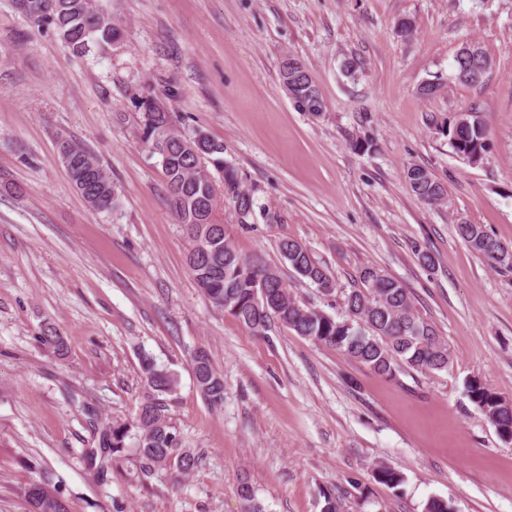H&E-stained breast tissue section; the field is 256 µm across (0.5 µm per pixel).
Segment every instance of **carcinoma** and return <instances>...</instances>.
<instances>
[{
    "label": "carcinoma",
    "instance_id": "obj_1",
    "mask_svg": "<svg viewBox=\"0 0 512 512\" xmlns=\"http://www.w3.org/2000/svg\"><path fill=\"white\" fill-rule=\"evenodd\" d=\"M23 14L39 32H50L74 54L84 56L91 45L100 48L120 39L111 17L94 0H19ZM490 58L478 46L473 53L458 52L456 73L470 72L487 64ZM143 110L144 139L159 155L165 189L178 223L185 225L189 239L197 226L212 225L213 243L205 251H188L187 263L198 288L216 308L254 331L282 327L296 335L338 351L381 378L397 379L415 372L448 370L451 363L448 345L433 323L421 318L404 284L374 266L359 272L358 287L340 292L342 314L300 304L292 297L291 285L280 270L256 258L242 256L216 219L217 178L233 188V206L237 219L246 223L253 200L238 190L236 176L224 167V147L200 131L181 132L173 112L145 97L138 102ZM447 135L454 152L477 164L488 148V134L474 111L461 114L448 126ZM60 155L73 161L67 170L72 186L95 211H107L117 205L112 179L94 155L84 146L60 140ZM411 191L422 201L435 204L445 199L446 188L428 169L419 165L407 169ZM459 237L494 267L512 271V252L489 234L481 224H458ZM279 253L300 280L308 281L324 296L337 291L336 283L302 243L293 239L280 242ZM41 346L58 356L66 348L64 337L51 323L40 329ZM195 383L213 406L224 404V377L213 366L208 353L196 349L190 354ZM142 371L146 392L134 416L123 422L107 423L98 436L97 449L90 452L91 463H99L98 474H107L105 463L126 452V440L134 441L140 469L145 473L175 469L191 472L197 455L179 447L177 435L166 412L162 396L176 388V380L157 367L153 358L143 355ZM466 388L471 401L495 428L499 438L512 441V400L501 396L472 376ZM375 479L392 489L404 482L395 469L380 465ZM239 495L246 512H264L247 480L239 484ZM30 512H67L58 494L46 492L44 483L34 481L24 490Z\"/></svg>",
    "mask_w": 512,
    "mask_h": 512
}]
</instances>
